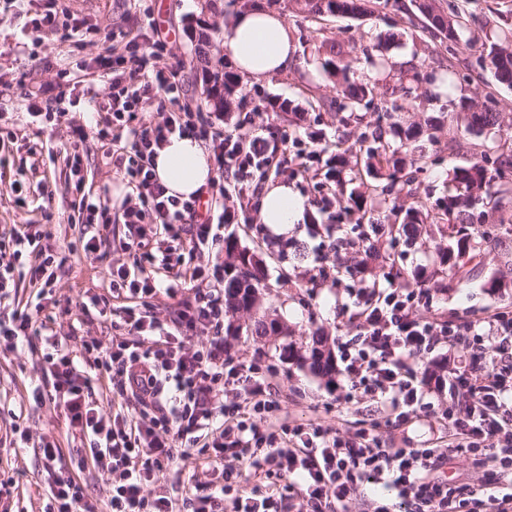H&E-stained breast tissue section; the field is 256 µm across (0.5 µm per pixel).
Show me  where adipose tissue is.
I'll use <instances>...</instances> for the list:
<instances>
[{
	"instance_id": "1",
	"label": "adipose tissue",
	"mask_w": 512,
	"mask_h": 512,
	"mask_svg": "<svg viewBox=\"0 0 512 512\" xmlns=\"http://www.w3.org/2000/svg\"><path fill=\"white\" fill-rule=\"evenodd\" d=\"M233 65L241 76L263 79L284 71L296 46L291 30L279 14L258 9L238 12L224 34ZM159 180L170 194L189 198L214 176L213 158L204 143L189 136H173L154 158ZM307 204L285 182L266 186L260 200V221L274 233L306 220Z\"/></svg>"
}]
</instances>
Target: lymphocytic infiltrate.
Masks as SVG:
<instances>
[{"instance_id": "1", "label": "lymphocytic infiltrate", "mask_w": 512, "mask_h": 512, "mask_svg": "<svg viewBox=\"0 0 512 512\" xmlns=\"http://www.w3.org/2000/svg\"><path fill=\"white\" fill-rule=\"evenodd\" d=\"M165 51L161 39L107 33L95 65L85 66L81 76L87 86L104 82L112 89L97 108L94 128L64 109L47 115L68 130L66 159L72 170L80 168L78 146L88 136L107 148L124 144L115 162L128 187L123 219L134 234L123 248L133 260L109 271V294L92 298L101 311L117 310L113 334L106 341L82 338V352L94 356L90 370L72 350L57 349L49 357L51 389L39 387L33 394L37 404L53 405L73 436L88 441L98 470L113 477L109 512H177L162 492L147 494L145 484L163 475L180 454L224 465V486L194 495L192 512H281L289 496L301 498L306 512H338L363 483L392 496L375 512H512L511 306L477 322L454 324L416 317L413 303L425 297V289L391 284L358 290L363 301L354 319L360 332L342 344L353 387L347 398L379 403L387 427L401 428L430 408L409 358L443 342L468 351V335L478 325L490 337L489 348L470 353L468 363H449L447 376L436 381L455 397L442 418L445 447H389L371 427L333 434L319 426L271 423L277 406L270 375L225 357L224 291L201 285L205 269L198 260L220 239L224 224V184H211L189 200L167 195L153 155L172 135L200 139L210 147L218 172L231 173L241 197L258 192L269 172L299 175L307 167L290 149L288 134L246 141L183 102V67L160 66ZM154 105L164 111L161 121L137 123L138 113ZM71 194V208L83 224V253L94 256L109 238L112 208L83 181L74 182ZM142 224L152 226L153 242L136 235ZM48 236L39 224L14 225V249L0 246V296L14 287L26 248L40 259L30 269L32 280L53 288L48 273L53 259L41 245ZM161 290L177 302L175 319L166 322L146 313ZM197 332L206 334V343L194 344ZM113 375L120 379L121 400L105 405L94 399L92 381ZM40 450L50 478L44 512H97L72 478L57 475L62 459L57 443L42 438ZM465 453L485 472L479 483L454 482L445 474Z\"/></svg>"}]
</instances>
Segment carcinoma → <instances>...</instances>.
Returning a JSON list of instances; mask_svg holds the SVG:
<instances>
[{
  "mask_svg": "<svg viewBox=\"0 0 512 512\" xmlns=\"http://www.w3.org/2000/svg\"><path fill=\"white\" fill-rule=\"evenodd\" d=\"M300 11L306 18L319 19L327 14H340L356 17L367 11L366 0H299ZM430 27L456 45L461 42L465 28L462 16L453 6L448 12L435 11L432 4L423 6ZM211 39L202 31L198 35L196 47L197 62L207 68L211 64ZM490 69L501 83L512 85V44L508 39L493 42L487 50ZM375 66L383 74V80L392 84L389 96L404 99L412 95L411 88L403 85L402 73L394 71L393 63L385 57L375 61ZM213 79L212 90L218 102L227 100L236 91L239 78L216 67L208 71ZM344 107L350 109L349 116L359 119L356 109L369 95L371 88L364 83H346L341 90ZM456 120L463 123L464 131L474 136L470 142L471 156L462 166L453 169L455 194L436 202L437 210L415 200L404 210L402 220L387 227V239L393 244L403 240L407 246L416 243L425 226H434L448 234V247L437 248L436 260L430 267H420L412 278L405 277L402 268L392 262L388 277L406 288H423L432 285L446 288L448 283L460 286L471 280L477 265L474 261L487 251L499 254L497 272L488 277L484 287L492 293L512 286V248L507 241L512 240V217L500 220L492 227H485V216L505 209V201L512 200V184L501 181L502 174L512 169V144H499L490 147L480 140L499 128V116L495 112L482 110L473 102L461 105ZM444 121L430 117L425 123L406 121L399 118L387 126H378L361 139V148L367 159L376 161L365 169L352 168L347 182L366 186L377 196L387 198L394 192L414 195L413 185L416 174L425 164L424 142L435 139V133L445 127ZM448 149L461 147L454 125L448 126ZM381 237L366 235L350 239L352 249L360 257L359 265L370 277L366 283L373 284L371 277L373 263L390 259V254L381 251ZM257 255L241 245L238 239L229 234L224 238V321L227 327L235 325L237 317L246 314L252 321L251 333L267 337L276 335L283 339L279 345L281 355L294 358L300 366L316 375L332 377L336 371L335 360L328 344V338L316 329L311 331L300 349H294L288 341V325L263 307L261 288L264 287V266L255 262Z\"/></svg>",
  "mask_w": 512,
  "mask_h": 512,
  "instance_id": "obj_1",
  "label": "carcinoma"
}]
</instances>
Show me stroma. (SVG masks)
<instances>
[{
  "label": "stroma",
  "mask_w": 512,
  "mask_h": 512,
  "mask_svg": "<svg viewBox=\"0 0 512 512\" xmlns=\"http://www.w3.org/2000/svg\"><path fill=\"white\" fill-rule=\"evenodd\" d=\"M452 1L467 16L464 35L472 40L470 48L449 46L446 39L434 35L416 0H370L368 12L359 17L326 16L315 22L297 11L294 0H252L253 7L276 12L288 22L297 47L296 61L286 73L269 79L240 78L231 109L221 115L222 126L226 132L240 134L284 130L299 139L306 151L312 150V140L318 137L331 155L341 142L349 148L348 163H355L359 154L354 146L366 124L375 123L391 107L390 96L376 86L378 77L370 64L372 57L383 54L406 73L407 84L421 95L414 109L406 112L407 120L421 122L439 113L449 119L455 102L471 99L498 113L500 138L512 137V86L499 83L482 64L491 40L512 36V0H432L441 11ZM35 8L34 0H0V81L10 86L6 102L0 105V133L8 136L0 142V243L8 242L13 225H45L51 234L46 248L55 257V293L53 299L37 300L28 273L35 258L23 255L15 272L16 286L0 301V320L10 321L16 311H35L58 334L75 327L106 336L109 318L94 310H81L80 303L87 295L104 293L108 270L130 260L121 248L128 237L121 210L125 183L96 140L81 144L87 186L96 193L107 192L112 205L110 239L97 259L86 258L79 241L80 227L69 220L72 196L67 186L74 177L62 158L69 146L67 130L32 119L27 113L29 103L34 102L41 110L53 112L64 107L83 121H91L95 107L82 90H74L70 99H59L56 72L71 62H92L104 38L95 36L71 53L63 50L58 34L33 38L24 24L27 11ZM145 10L151 12L167 41L164 63L184 67L186 99L192 106L206 108L207 75L196 64L194 48L200 29L210 28L212 55L229 60L224 28L235 10L232 0H215L211 8L206 0H70V22L83 29L108 26L143 34L147 31L141 20ZM332 43L341 48L336 62L349 78L375 87L373 96L358 108L363 123L347 120L336 81L323 67V47ZM448 67L453 76L447 95L424 99L432 78ZM462 162V156L449 151L447 133H440L438 142L427 148L426 164L415 184L419 200L431 204L442 197L452 187L453 169ZM324 168V162L313 161L305 175L288 179L310 205L305 223L274 235L259 222L257 200L243 208L233 198L229 204L235 210V221L224 227L225 233L235 235L264 260L263 305L287 323L296 343L304 342L309 330L316 327L333 340L359 332L355 322L337 314L339 305L353 302L351 280L337 277L336 240L322 232V225L388 224L394 220L389 204L372 195L365 198L359 211L348 213L337 206L329 212L322 210L319 201L326 190L320 172ZM497 267L496 252L485 253L478 274L466 287L434 292L431 303L416 305V315L426 318L439 313L452 320L474 321L485 310L512 305V287L499 293L484 288ZM239 325V332L225 335L224 349L234 361L274 372L277 420L344 430L366 427L378 419L375 403L346 402L351 382L344 370L326 380L299 367L295 360L281 357L278 340L251 335L248 317H241ZM50 351L49 345L37 339L18 351H0V512H43L47 495L40 435L52 436L67 455L81 446L59 413L32 398L35 385L52 380L45 360ZM428 399L431 410L412 424L400 430L379 428L382 441L409 448L440 442L445 431L439 417L448 406V394L433 391ZM24 432L30 441L22 448L18 441ZM223 484L221 470L194 456L178 457L167 470L163 489L180 505L191 491L208 494Z\"/></svg>",
  "instance_id": "1"
}]
</instances>
